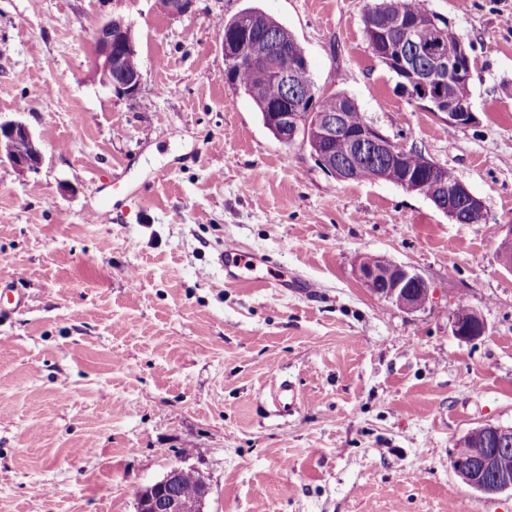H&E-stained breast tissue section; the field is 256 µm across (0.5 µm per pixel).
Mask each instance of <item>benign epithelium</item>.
I'll return each instance as SVG.
<instances>
[{"label":"benign epithelium","instance_id":"1","mask_svg":"<svg viewBox=\"0 0 512 512\" xmlns=\"http://www.w3.org/2000/svg\"><path fill=\"white\" fill-rule=\"evenodd\" d=\"M196 0H160L162 10L170 16H181L192 11ZM267 15L262 12L240 14L239 29L250 30L264 26ZM450 36L456 39L459 60L448 62L440 56L435 45ZM374 51L382 63L398 73L400 86L414 101L426 102L434 112L447 116L448 123L468 126L477 121L470 104V83L473 77L471 58L467 46L457 38L454 30L437 14L430 11L405 21L400 35L391 40L379 30H373ZM137 51L131 30L121 17L111 16L95 31L94 62L101 84L123 96L138 94L142 74L133 77L124 70L128 52ZM226 65L235 70L254 64L246 42L228 36L222 41ZM263 65L284 85L288 94V109L274 110L268 114L272 126L278 130L282 143L291 144L312 127L321 134L312 154L318 163L339 181H352L358 166L369 155L384 159L390 170L397 174V185L414 191L420 183L415 166L409 164L410 151L395 144L372 123L365 122L355 133H346L337 116L317 114L312 104L300 99L292 84L293 70L307 65L301 45L294 41L283 47L274 46L263 60ZM348 135L351 150L346 160L334 159L326 149L327 141L338 135ZM12 146L8 163L24 174L37 170L43 161L39 141L31 128L21 120L0 121V142ZM436 207L457 221L461 207L475 216L483 217V203L461 181L441 185L435 199ZM499 262L512 273V225H506V235L501 243ZM358 279L380 299L390 302L407 312H416L423 306L422 294H429V284L419 273L384 258H377L368 267L356 270ZM468 317H452V334L461 341H473L485 335L487 324L474 310ZM479 437L492 445L487 453L474 457L466 448ZM450 464L455 475L476 492L484 496L503 494L512 490V427L483 424L456 440ZM181 467L170 468L162 479L141 488L136 496V512H204L209 486L194 503H185L170 493L177 482Z\"/></svg>","mask_w":512,"mask_h":512}]
</instances>
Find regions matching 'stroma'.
Returning <instances> with one entry per match:
<instances>
[{
  "label": "stroma",
  "instance_id": "1",
  "mask_svg": "<svg viewBox=\"0 0 512 512\" xmlns=\"http://www.w3.org/2000/svg\"><path fill=\"white\" fill-rule=\"evenodd\" d=\"M374 0H0V120L43 163L0 161V268L27 307L0 324V512H136L170 466L205 512H512L457 479L480 425L512 426V0H427L473 60L475 124L412 101L373 54ZM257 8L316 85L394 143L454 171L484 206L460 224L385 180L340 182L278 141L224 74V24ZM120 15L142 84L103 88L93 35ZM262 256L224 285L225 245ZM430 285L408 313L356 276L365 255ZM310 289H302L301 281ZM487 323L451 332L458 303ZM300 394L276 414L280 380ZM1 153L9 155L8 163L18 173L37 170L43 161L39 141L31 128L21 120H0ZM8 141L12 146L6 142ZM468 317H452V334L460 341H473L485 335L487 324L474 310L467 311Z\"/></svg>",
  "mask_w": 512,
  "mask_h": 512
}]
</instances>
